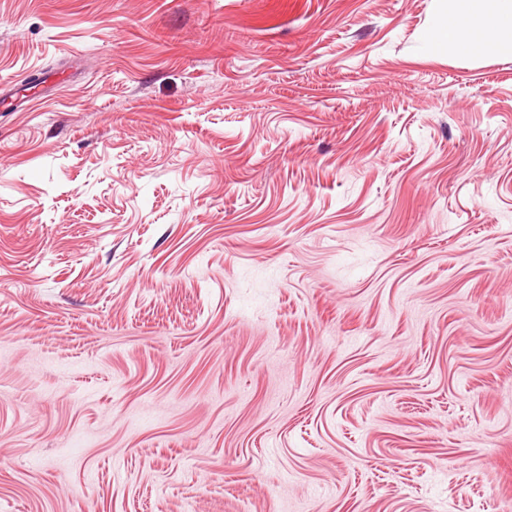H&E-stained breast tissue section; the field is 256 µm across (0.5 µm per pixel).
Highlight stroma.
<instances>
[{
    "label": "stroma",
    "instance_id": "stroma-1",
    "mask_svg": "<svg viewBox=\"0 0 512 512\" xmlns=\"http://www.w3.org/2000/svg\"><path fill=\"white\" fill-rule=\"evenodd\" d=\"M448 0H0V512H512V45ZM435 28L438 39L464 53L494 52L503 37L512 41V0H448Z\"/></svg>",
    "mask_w": 512,
    "mask_h": 512
}]
</instances>
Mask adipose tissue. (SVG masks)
<instances>
[{"label": "adipose tissue", "instance_id": "obj_1", "mask_svg": "<svg viewBox=\"0 0 512 512\" xmlns=\"http://www.w3.org/2000/svg\"><path fill=\"white\" fill-rule=\"evenodd\" d=\"M435 33L457 51L490 54L502 38L512 37V0H449Z\"/></svg>", "mask_w": 512, "mask_h": 512}]
</instances>
